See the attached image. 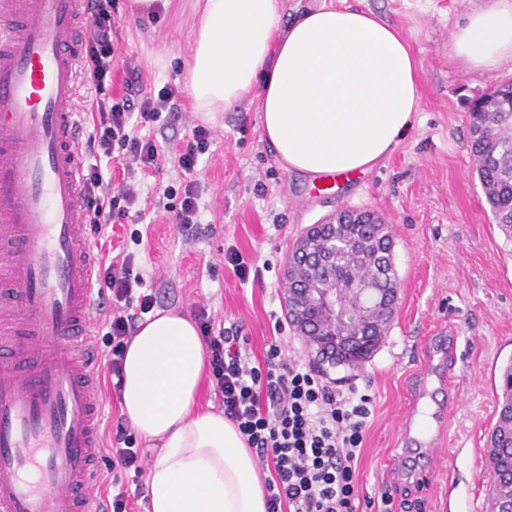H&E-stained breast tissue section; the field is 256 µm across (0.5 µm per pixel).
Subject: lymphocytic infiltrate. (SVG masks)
Masks as SVG:
<instances>
[{
    "instance_id": "obj_1",
    "label": "lymphocytic infiltrate",
    "mask_w": 512,
    "mask_h": 512,
    "mask_svg": "<svg viewBox=\"0 0 512 512\" xmlns=\"http://www.w3.org/2000/svg\"><path fill=\"white\" fill-rule=\"evenodd\" d=\"M88 11L82 74L86 85L100 89L111 77L117 51L112 0H90ZM179 95V88L170 84L154 94L143 91L139 75H131L126 96L112 103L92 102L90 144L103 157L116 153L127 165H153L157 146L134 135L131 121L136 116L157 121ZM81 192L99 233L138 203L132 187L112 189L97 163H85ZM95 275L112 292L106 319L110 348L104 360L109 375L118 378L135 322L153 311L157 299L143 292L141 276L131 272L130 257L98 265ZM194 319L208 349L215 395L225 416L257 457L272 465L265 482L267 512H357L354 474L371 397L336 391L311 366L283 359L274 343L262 358L251 359L244 351L245 337L236 329L216 326L205 307H197Z\"/></svg>"
}]
</instances>
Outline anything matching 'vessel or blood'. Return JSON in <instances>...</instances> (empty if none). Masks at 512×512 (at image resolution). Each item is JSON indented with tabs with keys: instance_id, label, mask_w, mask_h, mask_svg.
Returning <instances> with one entry per match:
<instances>
[{
	"instance_id": "obj_1",
	"label": "vessel or blood",
	"mask_w": 512,
	"mask_h": 512,
	"mask_svg": "<svg viewBox=\"0 0 512 512\" xmlns=\"http://www.w3.org/2000/svg\"><path fill=\"white\" fill-rule=\"evenodd\" d=\"M89 0H0V512H102L80 195Z\"/></svg>"
}]
</instances>
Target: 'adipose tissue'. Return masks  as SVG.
<instances>
[{
  "mask_svg": "<svg viewBox=\"0 0 512 512\" xmlns=\"http://www.w3.org/2000/svg\"><path fill=\"white\" fill-rule=\"evenodd\" d=\"M282 0H205L187 89L211 117L245 99L286 170L355 175L373 169L411 130L418 65L399 31L370 12L323 5L284 21ZM464 68L512 62V0H490L454 27ZM204 341L175 310L156 311L126 349L120 402L156 443L147 512H266L257 458L223 414L199 412Z\"/></svg>",
  "mask_w": 512,
  "mask_h": 512,
  "instance_id": "adipose-tissue-1",
  "label": "adipose tissue"
}]
</instances>
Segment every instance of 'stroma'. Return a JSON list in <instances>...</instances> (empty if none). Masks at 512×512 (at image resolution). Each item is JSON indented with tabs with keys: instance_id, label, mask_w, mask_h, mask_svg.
I'll list each match as a JSON object with an SVG mask.
<instances>
[{
	"instance_id": "35a3bbf8",
	"label": "stroma",
	"mask_w": 512,
	"mask_h": 512,
	"mask_svg": "<svg viewBox=\"0 0 512 512\" xmlns=\"http://www.w3.org/2000/svg\"><path fill=\"white\" fill-rule=\"evenodd\" d=\"M204 0H163L141 14L135 0H112L115 42L112 84L82 89V100L116 99L128 70L144 87L185 86L193 29ZM375 13L397 28L419 61L420 107L408 137L378 167L338 185L285 170L263 137L257 101L204 120L182 93L173 111L139 127L159 147L155 168L112 162L113 185L133 187L139 209L114 228L134 256V273L156 293L159 309L191 314L207 305L223 326L247 336V353L270 344L314 366L339 391L372 398L356 466L358 512H482L488 476L487 433L497 420L501 368L512 357V243L505 240L473 169L469 105L488 87L512 81V64L469 71L449 51L455 23L489 0H332ZM213 140L193 173L178 164L194 125ZM200 185L199 222L174 223L171 209L188 181ZM342 210L379 216L394 239L398 301L387 337L361 368L318 364L286 315L284 266L290 245L311 225ZM237 250L259 271L240 278L225 255ZM454 336L450 387L431 382L424 403L450 416L447 458L420 481L422 457H403L399 422L412 388L441 333Z\"/></svg>"
}]
</instances>
